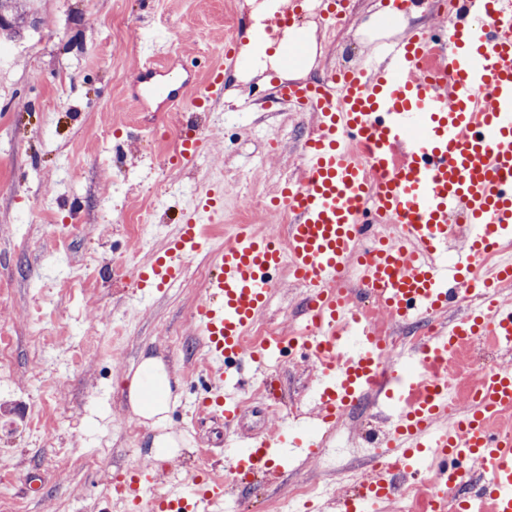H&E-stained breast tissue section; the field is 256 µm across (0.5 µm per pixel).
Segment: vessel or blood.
I'll list each match as a JSON object with an SVG mask.
<instances>
[{
    "label": "vessel or blood",
    "mask_w": 512,
    "mask_h": 512,
    "mask_svg": "<svg viewBox=\"0 0 512 512\" xmlns=\"http://www.w3.org/2000/svg\"><path fill=\"white\" fill-rule=\"evenodd\" d=\"M305 0L267 12L251 34L236 30L224 42L206 80L167 79L165 65L150 62L128 78L141 104L158 111L185 110L177 140L180 165L198 157L205 131L196 121L224 97L228 72L263 56L284 64L303 57ZM326 27L349 30L350 0H324ZM442 32L408 29L386 43L370 42L361 65L329 72L312 82L275 83L277 104L311 113L314 124L300 148L303 174L282 183L270 200L272 213L286 216L281 232L238 225L214 260L215 276L197 302L193 322L213 378L204 404L226 423L243 418L238 399L226 397L225 382L244 389L246 370L260 369L273 345L249 342L256 319L287 270L307 288V308L317 310L320 330L302 345L318 356L316 411L330 422L365 394L387 358L379 341L357 325L363 340L346 348L334 340L337 323H356L345 284L358 271L362 286L376 292L389 320L413 324L441 316L460 285L474 280L481 255L512 240V0H451ZM251 41V54L241 51ZM364 151L354 154L351 144ZM222 196L204 189L184 224L165 248L131 275L135 301L178 282L187 261L206 251L204 220ZM376 224H398L396 236L380 237L370 249L358 244ZM474 290L478 312L443 325L418 353L421 363L450 348L485 336L512 347V305L502 291L512 287V261L499 265ZM389 397L396 413L384 444L394 461L365 490L340 496L341 512H363L367 502L395 494L399 482L419 475L418 449H429L432 498L457 491L464 512H512V435L494 429L498 414L512 407V369L496 367L475 382L476 397L459 426L447 427L446 403L428 385V374L400 373ZM287 438L276 433L248 438L229 465L250 475L274 463ZM154 465L129 468L127 512H222L224 481L200 483L193 473H174L172 488L157 494Z\"/></svg>",
    "instance_id": "1"
}]
</instances>
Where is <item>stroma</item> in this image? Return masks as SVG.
Masks as SVG:
<instances>
[{
  "instance_id": "obj_1",
  "label": "stroma",
  "mask_w": 512,
  "mask_h": 512,
  "mask_svg": "<svg viewBox=\"0 0 512 512\" xmlns=\"http://www.w3.org/2000/svg\"><path fill=\"white\" fill-rule=\"evenodd\" d=\"M379 2L357 0L356 28L334 48L312 4L308 80L327 64H359L358 26ZM251 14L247 0H32L15 30L0 33V512H94L99 499H119L106 479L150 456L152 433L131 411L126 380L149 356L164 361L177 396L163 428L179 444L171 468L194 470L201 449L223 447V417L200 409L206 381L192 319L210 253L134 309L128 275L165 247L181 210L212 184L224 190L212 247L244 222L277 231L280 216H241L237 199L269 198L296 175L311 116L272 106V83L233 71L222 103L200 117L204 151L173 167L179 113L142 111L125 78L148 55L176 51L196 59L192 79L205 78L226 34ZM147 209L157 225L148 239L137 231ZM29 213L36 222L20 223ZM90 261L95 276L78 285ZM304 297L284 283L265 318L289 327ZM272 367L284 399H307L312 370L285 355ZM321 470L319 460L281 455L236 492L235 512H268L293 481Z\"/></svg>"
}]
</instances>
